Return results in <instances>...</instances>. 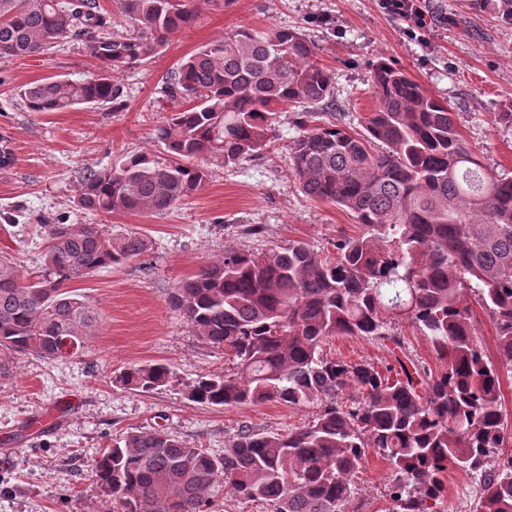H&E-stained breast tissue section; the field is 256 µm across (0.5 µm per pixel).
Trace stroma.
Returning <instances> with one entry per match:
<instances>
[{"label": "stroma", "mask_w": 512, "mask_h": 512, "mask_svg": "<svg viewBox=\"0 0 512 512\" xmlns=\"http://www.w3.org/2000/svg\"><path fill=\"white\" fill-rule=\"evenodd\" d=\"M497 4L428 0L431 25L419 41L379 0H195L189 28L170 35L153 60L116 74L127 97L120 111L100 104L31 112L23 104L22 85L92 70L82 44L0 65V152L8 156L0 164V248L10 247L23 270L41 269L45 222L90 221L74 205L85 168L107 166L124 152L156 150L153 130L165 115L162 76L200 46L243 27H299L332 73L337 122L354 129L377 105L375 63L392 61L448 101L462 136L492 172L512 175V128L496 120L501 103L512 99V23L499 18ZM295 120V113H282L275 143L259 156L229 167L210 164L205 186L165 214L99 216L110 230L144 234L151 249L144 259L75 282L99 317L82 355L52 361L0 349V512H108L92 465L131 431L159 428L218 457L241 427L283 434L310 419V411L273 402L217 408L188 400V384L233 372L235 364L202 343L170 305L179 283L225 246L257 254L302 240L324 252L341 234L358 232L350 212L309 199L290 178ZM252 224L261 233H248ZM324 351L379 366L392 360L357 336L332 337ZM155 361L171 367L168 385L142 392L115 384L123 368ZM391 475L382 458L369 456L353 478V512H388Z\"/></svg>", "instance_id": "obj_1"}]
</instances>
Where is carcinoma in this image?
Instances as JSON below:
<instances>
[{"mask_svg": "<svg viewBox=\"0 0 512 512\" xmlns=\"http://www.w3.org/2000/svg\"><path fill=\"white\" fill-rule=\"evenodd\" d=\"M142 25L108 33L98 0H0V63L66 42L85 44L95 70L76 80L43 78L21 90L30 112L80 105L126 106L114 73L158 56L191 25L192 0H122ZM376 108L362 131L320 121L336 105L331 72L298 29H242L201 46L167 73L169 114L154 129L158 152L122 155L81 177L75 206L90 215L163 214L203 187L207 163L260 155L278 114L297 113L290 174L317 202L345 208L361 229L324 254L290 240L267 253L233 246L182 281L171 306L203 342L233 356V375L187 386L196 403L229 407L275 402L312 408L285 434L241 429L215 457L165 430L132 431L95 460L93 483L111 512H203L220 480L270 512H345L354 475L370 454L391 467L389 512H448V470L479 482L475 512H512V418L502 378L512 374V176L494 174L465 141L448 102L386 59L373 68ZM143 234L103 224L46 225L44 269L25 274L0 252V348L53 360L62 336L84 352L96 334L90 304L68 287L144 258ZM477 303L494 326L497 360L476 341ZM404 318L443 363L403 360ZM335 336L390 349L394 363L324 354ZM160 363L116 378L149 391L169 382ZM500 462L487 469L488 458Z\"/></svg>", "mask_w": 512, "mask_h": 512, "instance_id": "cac0c4a2", "label": "carcinoma"}]
</instances>
